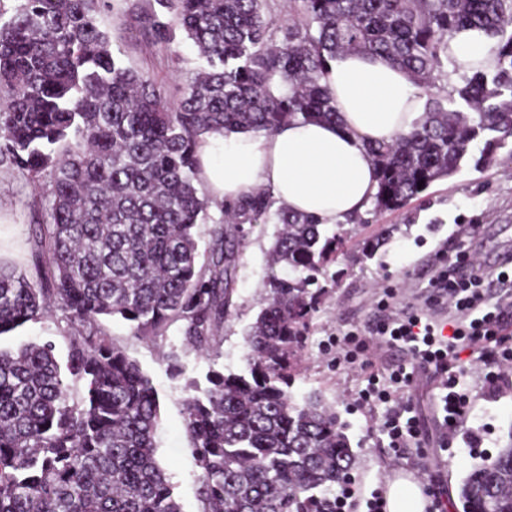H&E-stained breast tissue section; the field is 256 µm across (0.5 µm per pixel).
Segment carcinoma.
Listing matches in <instances>:
<instances>
[{"label": "carcinoma", "mask_w": 512, "mask_h": 512, "mask_svg": "<svg viewBox=\"0 0 512 512\" xmlns=\"http://www.w3.org/2000/svg\"><path fill=\"white\" fill-rule=\"evenodd\" d=\"M136 14L153 44L181 30L199 64L170 100L123 64L99 25L108 0H16L0 11V166L47 180L51 221L33 280L0 264V335L61 312L55 344L0 349V512H182L157 459L160 402L150 378L100 323L132 336L174 324L210 356L233 305L241 225L274 216L266 305L251 326L248 373L215 369L184 400L201 512H335L355 455L336 411L288 391L336 236L310 215L274 207L265 189L217 205L221 222L199 262L194 229L214 206L199 176L205 136L269 135L288 122L338 121L321 80L349 53L383 56L425 96L411 129L368 147L373 212L396 211L512 138V0H154ZM485 30L496 64L446 70L448 39ZM442 74L444 83L438 82ZM424 184H419V181ZM462 512H512V442L474 465Z\"/></svg>", "instance_id": "obj_1"}]
</instances>
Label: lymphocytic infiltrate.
<instances>
[{
    "label": "lymphocytic infiltrate",
    "instance_id": "lymphocytic-infiltrate-1",
    "mask_svg": "<svg viewBox=\"0 0 512 512\" xmlns=\"http://www.w3.org/2000/svg\"><path fill=\"white\" fill-rule=\"evenodd\" d=\"M465 265L470 268L468 277L456 278L457 269ZM488 278L512 294L511 267L489 275L476 258L449 260L433 282L434 287L448 291L447 317L428 311L393 313L378 328L383 343L405 346L419 364L441 372V387L445 391L443 410L450 420L462 415L466 408L465 400L456 390L455 364L460 358V340L467 336L492 339L505 322L502 310L482 315L477 312L482 300L479 289Z\"/></svg>",
    "mask_w": 512,
    "mask_h": 512
}]
</instances>
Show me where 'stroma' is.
<instances>
[{
	"label": "stroma",
	"instance_id": "35a3bbf8",
	"mask_svg": "<svg viewBox=\"0 0 512 512\" xmlns=\"http://www.w3.org/2000/svg\"><path fill=\"white\" fill-rule=\"evenodd\" d=\"M100 25L122 62L149 74L168 90H176L191 77L196 50L184 37L172 48L147 44L140 36L128 6L130 0H113ZM474 141L470 157L450 178L435 182L421 200L406 209L362 213L359 221L340 228L342 246L336 259L319 278L321 297L312 315L303 348L293 365L289 389L296 401L319 396L335 407L346 426L355 454L348 485L346 512H367L373 493L384 492L394 473L414 474L426 490L461 512L455 496L461 480L484 457L496 454L512 440V370L504 369L501 352L512 349V335L492 344L477 340L465 345L461 356L467 371L460 375L458 390L467 408L454 422H444L436 405L435 381L416 375L408 397L413 415L423 430L421 441L393 448L382 429L394 411V403L362 402L370 374L388 383L398 367L414 369L403 350L375 346L371 354L355 360L337 357L335 338L358 333L374 343L375 330L385 317L378 303L388 289H395V309L447 311L430 281L440 266V252H478L491 259L497 249L512 244V141L485 169L474 166L482 150ZM48 186L27 175L0 166V261L34 274L40 254L30 227L48 221ZM278 230L267 220L244 227V247L233 273L230 317L218 337L219 355L208 359L187 347L177 327L151 340L132 337L128 322L120 317L104 319L110 335L147 374L161 406L156 432L157 458L167 469L182 512H199L196 496L198 468L192 444L183 424V403L192 385H205L209 370L247 371V334L266 296L269 250ZM372 255H365L367 245ZM53 341L58 355H66L67 341L59 333L56 317L31 321L0 336L1 349H16L28 342ZM176 355L179 373L168 367Z\"/></svg>",
	"mask_w": 512,
	"mask_h": 512
}]
</instances>
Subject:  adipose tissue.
I'll use <instances>...</instances> for the list:
<instances>
[{"label":"adipose tissue","instance_id":"obj_1","mask_svg":"<svg viewBox=\"0 0 512 512\" xmlns=\"http://www.w3.org/2000/svg\"><path fill=\"white\" fill-rule=\"evenodd\" d=\"M448 56L466 72L487 67L492 41L483 29H458L448 41ZM322 84L338 122L294 121L268 136L240 131L201 140L197 155L214 202H233L263 188L278 206L326 226L346 223L367 208L377 191L368 145L408 131L425 99L404 71L380 56L353 53L332 61ZM385 498L387 512H424L412 475L396 473Z\"/></svg>","mask_w":512,"mask_h":512}]
</instances>
